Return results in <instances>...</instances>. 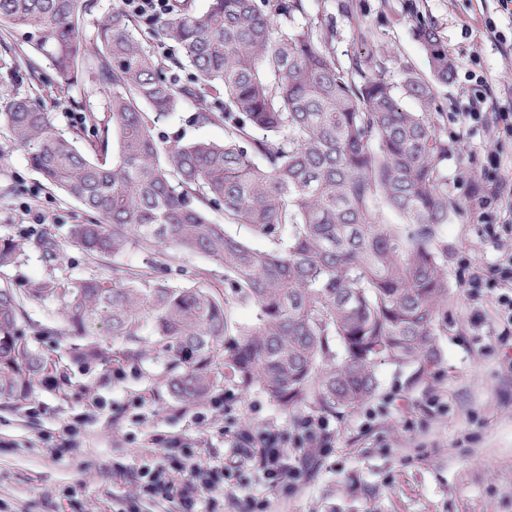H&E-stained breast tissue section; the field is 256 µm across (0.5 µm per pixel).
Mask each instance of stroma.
<instances>
[{"instance_id":"stroma-1","label":"stroma","mask_w":512,"mask_h":512,"mask_svg":"<svg viewBox=\"0 0 512 512\" xmlns=\"http://www.w3.org/2000/svg\"><path fill=\"white\" fill-rule=\"evenodd\" d=\"M295 25L332 21L337 62L350 67L366 48L391 78L406 69L429 75L426 53L413 28L429 20L454 64L448 84L438 86L439 121L448 141V197L458 203L439 228L445 245L448 302L439 316L440 359L425 373L386 361L376 366V394L342 414L311 406L283 409L258 387L242 390L220 380L209 399H174L167 387V358L154 340L143 356L126 355L127 342L101 332V359L86 360L87 339L69 335L56 297L33 300L38 283L66 279L137 278L172 286L191 285L207 273L208 286L224 301L232 322L255 323L258 311L224 283V270L199 254L137 247L108 258L92 256L71 242V225L89 222L76 200L48 185L31 167L0 118V239L24 247L18 264L0 268V288L22 300L20 331L53 369L33 382L28 401L0 399V512H178L175 504L141 497L134 473L149 459L156 435L202 449L205 457L232 467L225 435L260 447L266 429L285 433L288 453L300 446L298 420L322 418L332 447L318 467L288 490L254 485L268 512H512V330L498 317L495 290L472 300L464 282L476 270L490 272L498 248L512 250V237L492 241L471 195L473 176L489 169L487 141H494L498 171L512 177V135H489L482 127L463 132L459 115L469 108L472 77H482L490 111L512 113V16L497 0H302ZM496 24L502 40L487 34ZM29 44L23 31L0 28V108L28 98L51 112L64 135L78 133V148L90 152L96 133L76 126L74 100L102 107L94 92L91 60L79 64V81L61 79L42 64L31 82L23 63ZM193 102L158 124L165 140L224 138L223 124L194 121ZM49 236L57 261H47L32 243ZM87 417L73 438L63 429Z\"/></svg>"}]
</instances>
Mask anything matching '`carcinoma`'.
Returning <instances> with one entry per match:
<instances>
[{"instance_id": "1", "label": "carcinoma", "mask_w": 512, "mask_h": 512, "mask_svg": "<svg viewBox=\"0 0 512 512\" xmlns=\"http://www.w3.org/2000/svg\"><path fill=\"white\" fill-rule=\"evenodd\" d=\"M269 0H209L201 13L176 9L154 26L191 67L178 85L143 48L132 19L116 9L89 42L80 17L96 0H0V26L23 28L33 56L74 83L79 61L96 58L109 91V123L91 158L27 98L4 116L15 145L51 185L97 216L74 224L72 239L108 257L135 245L201 254L258 309L257 323L234 326L204 285L145 279L50 281L33 298L60 296L68 330L163 344L177 369L180 401L205 399L224 366L285 409H353L377 390L378 361H438L439 313L448 271L437 248L448 223V140L439 132L436 85L453 67L434 28L416 36L432 78L412 70L394 82L367 53L343 70L331 51L334 27L276 28ZM416 108L408 109L405 100ZM201 124H224V141L162 142L156 124L185 101ZM437 115H432V112ZM224 213L215 224L208 210ZM399 218L391 224L384 210ZM248 224L270 245L232 235ZM21 247L0 241V267ZM21 304L0 288V398L23 400L48 362L18 335Z\"/></svg>"}]
</instances>
